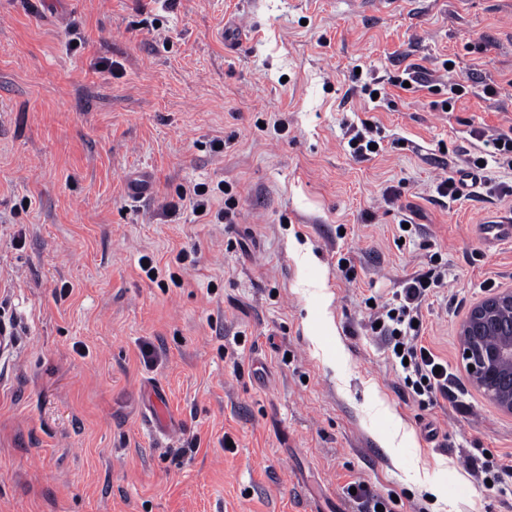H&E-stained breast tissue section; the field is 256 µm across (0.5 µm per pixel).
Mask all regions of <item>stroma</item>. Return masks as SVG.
<instances>
[{"label":"stroma","mask_w":512,"mask_h":512,"mask_svg":"<svg viewBox=\"0 0 512 512\" xmlns=\"http://www.w3.org/2000/svg\"><path fill=\"white\" fill-rule=\"evenodd\" d=\"M410 64L437 91L396 86ZM367 119L384 149L356 161ZM509 130L512 0H0V512H357L359 479L390 512H512L469 466L512 465V415L459 354L471 307L512 288V243L482 238L512 196L435 201ZM221 180L233 223L177 197ZM419 274L443 280L422 341L459 377L429 406L364 303Z\"/></svg>","instance_id":"35a3bbf8"}]
</instances>
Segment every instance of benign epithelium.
<instances>
[{
  "label": "benign epithelium",
  "mask_w": 512,
  "mask_h": 512,
  "mask_svg": "<svg viewBox=\"0 0 512 512\" xmlns=\"http://www.w3.org/2000/svg\"><path fill=\"white\" fill-rule=\"evenodd\" d=\"M459 349L470 383L512 415V289L471 308L460 326Z\"/></svg>",
  "instance_id": "obj_1"
}]
</instances>
